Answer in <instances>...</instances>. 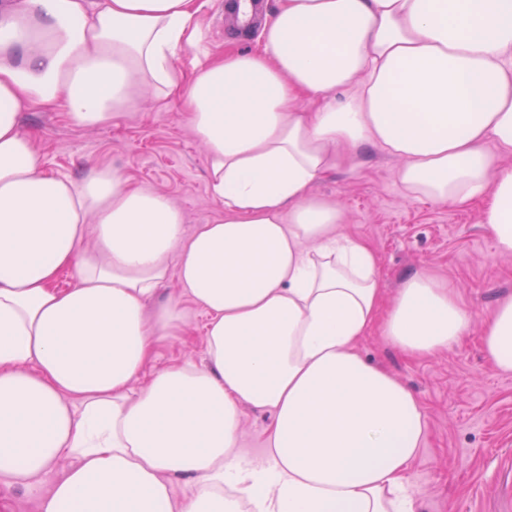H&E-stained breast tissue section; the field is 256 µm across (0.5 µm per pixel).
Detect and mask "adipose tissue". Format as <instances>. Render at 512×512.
<instances>
[{"instance_id": "obj_1", "label": "adipose tissue", "mask_w": 512, "mask_h": 512, "mask_svg": "<svg viewBox=\"0 0 512 512\" xmlns=\"http://www.w3.org/2000/svg\"><path fill=\"white\" fill-rule=\"evenodd\" d=\"M200 10L0 0V478L39 512H417L424 409L356 344L376 330L430 355L473 318L424 270L385 301L377 254L312 188L379 149L411 196L481 202L512 255V169L485 150L512 151V0H277L261 49L195 58L184 88L173 60L199 48ZM146 90L184 91L206 147L224 216L190 235L168 197L108 167L48 174L22 129L59 103L108 123ZM304 97L316 111H295ZM173 258L210 315L206 357L152 372L181 321L174 300L147 311ZM479 328L512 373V297ZM247 407L272 418L256 466Z\"/></svg>"}]
</instances>
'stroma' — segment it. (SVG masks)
Listing matches in <instances>:
<instances>
[{
    "instance_id": "35a3bbf8",
    "label": "stroma",
    "mask_w": 512,
    "mask_h": 512,
    "mask_svg": "<svg viewBox=\"0 0 512 512\" xmlns=\"http://www.w3.org/2000/svg\"><path fill=\"white\" fill-rule=\"evenodd\" d=\"M201 28V45L215 57L261 43L259 34L235 33L225 0H203ZM23 124L47 173L77 179L86 161H97L132 186L168 196L189 234L224 215L209 189L205 149L184 94L146 93L112 122L94 127L71 120L60 104L26 112ZM402 164L372 149L358 171L330 173L313 192L338 202L346 217L342 231L377 254L386 297L403 276L424 269L458 288L475 324H482L500 299L512 296V256L495 254L480 204L410 198L399 178ZM178 288L177 275H170L156 304L179 298ZM179 300L182 330L159 347L152 370L205 358L209 316ZM359 350L396 374L424 408V442L410 465L418 512H512V374L493 368L478 332L429 356L406 355L376 332ZM270 423V415L244 409L240 442L247 463L262 461Z\"/></svg>"
}]
</instances>
